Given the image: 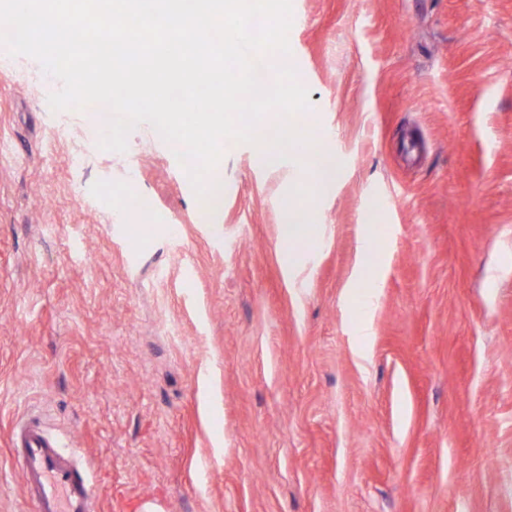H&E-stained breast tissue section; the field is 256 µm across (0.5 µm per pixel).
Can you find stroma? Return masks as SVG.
<instances>
[{
	"instance_id": "1",
	"label": "stroma",
	"mask_w": 512,
	"mask_h": 512,
	"mask_svg": "<svg viewBox=\"0 0 512 512\" xmlns=\"http://www.w3.org/2000/svg\"><path fill=\"white\" fill-rule=\"evenodd\" d=\"M292 7L342 170L301 200L318 244L291 266V162L224 142L202 212L151 125L100 149V113L52 111L61 82L0 56V512H32L30 417L100 512H512V0ZM380 246L381 240L374 236H370L365 243L364 264L352 285L354 292L363 300H369L374 295V288H376L375 259Z\"/></svg>"
}]
</instances>
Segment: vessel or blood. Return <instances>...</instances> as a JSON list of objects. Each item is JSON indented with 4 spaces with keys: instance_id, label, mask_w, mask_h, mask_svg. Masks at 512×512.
I'll list each match as a JSON object with an SVG mask.
<instances>
[{
    "instance_id": "vessel-or-blood-1",
    "label": "vessel or blood",
    "mask_w": 512,
    "mask_h": 512,
    "mask_svg": "<svg viewBox=\"0 0 512 512\" xmlns=\"http://www.w3.org/2000/svg\"><path fill=\"white\" fill-rule=\"evenodd\" d=\"M11 446L24 493L37 512H96L97 492L76 450L65 449L40 421L16 424Z\"/></svg>"
}]
</instances>
